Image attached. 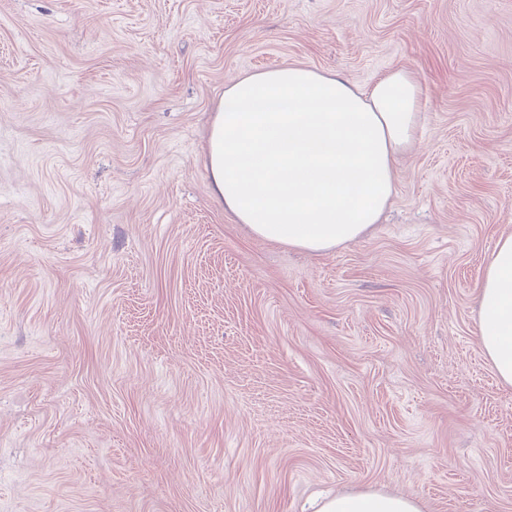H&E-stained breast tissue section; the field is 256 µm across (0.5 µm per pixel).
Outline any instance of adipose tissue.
Returning <instances> with one entry per match:
<instances>
[{
    "label": "adipose tissue",
    "instance_id": "adipose-tissue-1",
    "mask_svg": "<svg viewBox=\"0 0 512 512\" xmlns=\"http://www.w3.org/2000/svg\"><path fill=\"white\" fill-rule=\"evenodd\" d=\"M422 88L410 70L368 87L290 65L224 90L206 156L215 195L256 236L322 253L360 239L395 193L415 147ZM479 336L498 380L512 386V235L499 239L477 294ZM318 512H421L417 499L363 491Z\"/></svg>",
    "mask_w": 512,
    "mask_h": 512
}]
</instances>
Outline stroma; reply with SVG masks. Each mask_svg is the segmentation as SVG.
Masks as SVG:
<instances>
[{"instance_id":"stroma-1","label":"stroma","mask_w":512,"mask_h":512,"mask_svg":"<svg viewBox=\"0 0 512 512\" xmlns=\"http://www.w3.org/2000/svg\"><path fill=\"white\" fill-rule=\"evenodd\" d=\"M424 87L381 223L311 254L205 167L224 88ZM512 234V0H0V512H512L476 296ZM418 499L402 494L363 491L325 498L318 512H421Z\"/></svg>"}]
</instances>
